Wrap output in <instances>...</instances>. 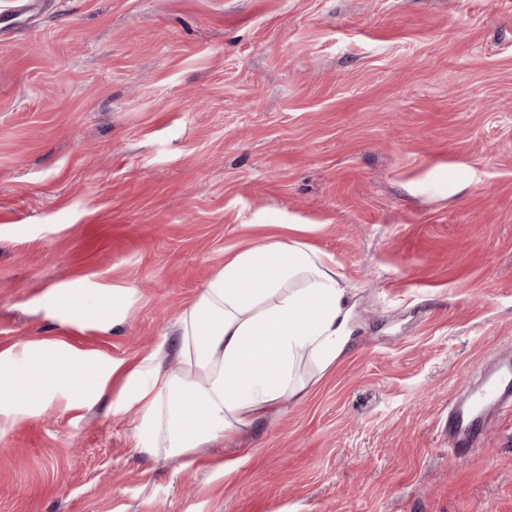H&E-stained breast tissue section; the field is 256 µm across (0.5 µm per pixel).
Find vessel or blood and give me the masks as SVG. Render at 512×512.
Segmentation results:
<instances>
[{
    "instance_id": "b4317fda",
    "label": "vessel or blood",
    "mask_w": 512,
    "mask_h": 512,
    "mask_svg": "<svg viewBox=\"0 0 512 512\" xmlns=\"http://www.w3.org/2000/svg\"><path fill=\"white\" fill-rule=\"evenodd\" d=\"M512 408V361L499 362L480 383L467 387L465 397L448 406V447L454 455L468 457L477 450L485 430L486 413Z\"/></svg>"
}]
</instances>
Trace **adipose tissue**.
<instances>
[{
  "instance_id": "adipose-tissue-1",
  "label": "adipose tissue",
  "mask_w": 512,
  "mask_h": 512,
  "mask_svg": "<svg viewBox=\"0 0 512 512\" xmlns=\"http://www.w3.org/2000/svg\"><path fill=\"white\" fill-rule=\"evenodd\" d=\"M113 293L52 288L45 310L60 325L108 329ZM346 290L333 260L305 242L272 234L225 259L179 316L178 366L162 350L125 368L60 340L0 351V414L55 399L80 409L123 381L118 408L137 407L143 451L185 458L269 420L282 398L306 388L303 360L319 369L346 351Z\"/></svg>"
}]
</instances>
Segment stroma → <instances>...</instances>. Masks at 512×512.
I'll return each mask as SVG.
<instances>
[{
  "mask_svg": "<svg viewBox=\"0 0 512 512\" xmlns=\"http://www.w3.org/2000/svg\"><path fill=\"white\" fill-rule=\"evenodd\" d=\"M0 0V350L127 365L226 257L293 225L352 340L194 464L136 449L121 389L0 429V512H512V411L467 460L448 402L512 352V0ZM115 292L108 330L45 292Z\"/></svg>",
  "mask_w": 512,
  "mask_h": 512,
  "instance_id": "1",
  "label": "stroma"
}]
</instances>
